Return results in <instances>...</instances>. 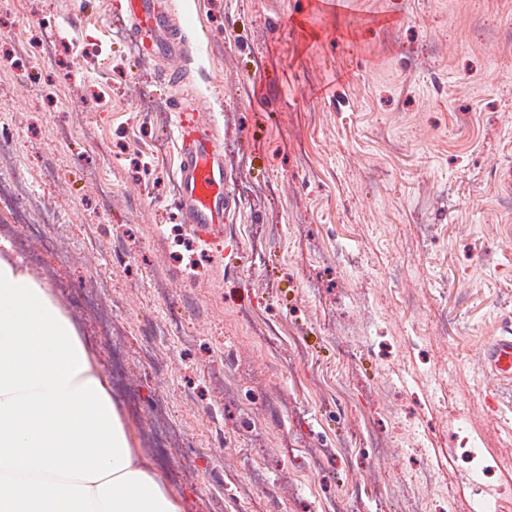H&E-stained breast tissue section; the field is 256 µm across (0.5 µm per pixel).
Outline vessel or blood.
Segmentation results:
<instances>
[{
	"label": "vessel or blood",
	"mask_w": 512,
	"mask_h": 512,
	"mask_svg": "<svg viewBox=\"0 0 512 512\" xmlns=\"http://www.w3.org/2000/svg\"><path fill=\"white\" fill-rule=\"evenodd\" d=\"M126 15L130 21L129 38L137 42L141 37H150L148 52L164 63L165 79L172 83L180 79L177 63L186 54L188 43L174 24L165 0H126ZM174 112L173 132L180 158V218L198 240L210 243L224 235L227 210L224 146L214 128L201 121L198 105L183 100ZM486 360L498 376L512 379V336L495 338Z\"/></svg>",
	"instance_id": "obj_1"
}]
</instances>
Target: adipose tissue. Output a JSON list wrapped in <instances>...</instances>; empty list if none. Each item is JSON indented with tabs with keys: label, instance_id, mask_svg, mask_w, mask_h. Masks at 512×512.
Wrapping results in <instances>:
<instances>
[{
	"label": "adipose tissue",
	"instance_id": "ef3b65f1",
	"mask_svg": "<svg viewBox=\"0 0 512 512\" xmlns=\"http://www.w3.org/2000/svg\"><path fill=\"white\" fill-rule=\"evenodd\" d=\"M0 512H185L70 318L2 258Z\"/></svg>",
	"mask_w": 512,
	"mask_h": 512
}]
</instances>
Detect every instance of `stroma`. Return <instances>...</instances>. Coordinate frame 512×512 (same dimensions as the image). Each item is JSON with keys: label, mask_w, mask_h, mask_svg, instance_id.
Masks as SVG:
<instances>
[{"label": "stroma", "mask_w": 512, "mask_h": 512, "mask_svg": "<svg viewBox=\"0 0 512 512\" xmlns=\"http://www.w3.org/2000/svg\"><path fill=\"white\" fill-rule=\"evenodd\" d=\"M123 4L0 5V174L71 260L38 252L6 208L0 255L111 371L185 512H264L266 486L284 512H404L428 468L433 512H473L463 427L511 462L487 483L512 488V382L485 359L512 323V169L497 164L512 152V0H175L190 45L175 88L122 35ZM31 40L48 52L23 57ZM192 94L235 199L209 245L177 205L171 101ZM336 369L351 401L315 386ZM369 411L387 449L354 437ZM248 455L262 476L244 502Z\"/></svg>", "instance_id": "1"}]
</instances>
